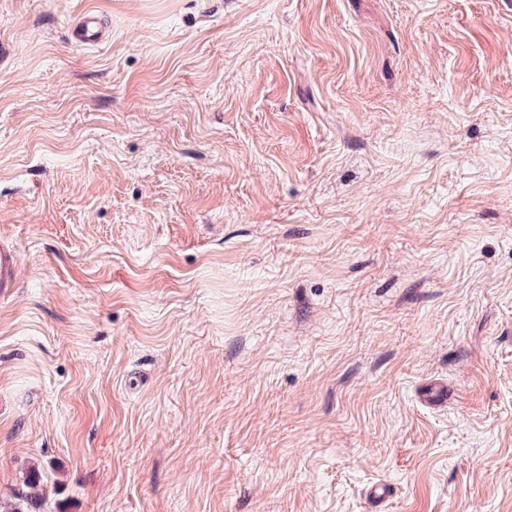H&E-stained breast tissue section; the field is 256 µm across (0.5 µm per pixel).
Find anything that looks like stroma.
<instances>
[{"mask_svg": "<svg viewBox=\"0 0 512 512\" xmlns=\"http://www.w3.org/2000/svg\"><path fill=\"white\" fill-rule=\"evenodd\" d=\"M0 240L1 498L512 512V0H0ZM70 32L71 41L77 46H93L109 38V31L102 25L98 16L91 12L78 17ZM19 265L18 252L10 247L0 246V293L3 295L15 288Z\"/></svg>", "mask_w": 512, "mask_h": 512, "instance_id": "stroma-1", "label": "stroma"}]
</instances>
